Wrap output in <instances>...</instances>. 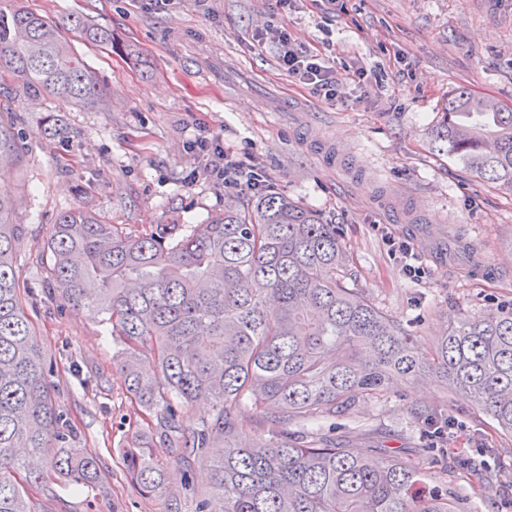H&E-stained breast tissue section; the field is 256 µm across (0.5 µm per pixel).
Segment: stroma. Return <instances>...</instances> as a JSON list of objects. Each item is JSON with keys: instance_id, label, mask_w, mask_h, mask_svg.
Listing matches in <instances>:
<instances>
[{"instance_id": "35a3bbf8", "label": "stroma", "mask_w": 512, "mask_h": 512, "mask_svg": "<svg viewBox=\"0 0 512 512\" xmlns=\"http://www.w3.org/2000/svg\"><path fill=\"white\" fill-rule=\"evenodd\" d=\"M21 0L68 26L73 15L112 31V48L73 47L111 93L88 107L47 95L31 104L19 86V161L0 187L19 202L16 272L24 310L51 365L54 400L74 427L73 447L99 457L93 488L51 483L29 492L36 512H165L127 478L121 451L154 442L153 420L127 393L120 343L100 315L47 291L48 241L58 215L78 207L137 232L200 224L246 195L207 170L197 139H217L263 186L290 196L343 233L350 287L422 341L463 316L512 302V191L448 157L436 130L449 97L466 88L512 109V0ZM329 59L337 98L295 86L278 66L270 27ZM372 78L359 80V70ZM63 134L41 132L46 113ZM408 241L423 278L406 277L386 236ZM460 425L447 471L432 480L469 484L470 462L492 471L473 485L487 512H512V434L476 413L462 393L423 380L360 399L336 421L339 445L370 442L405 459L426 447L411 411Z\"/></svg>"}]
</instances>
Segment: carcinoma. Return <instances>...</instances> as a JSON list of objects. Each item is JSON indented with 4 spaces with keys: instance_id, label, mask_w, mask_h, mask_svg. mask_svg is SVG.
<instances>
[{
    "instance_id": "cac0c4a2",
    "label": "carcinoma",
    "mask_w": 512,
    "mask_h": 512,
    "mask_svg": "<svg viewBox=\"0 0 512 512\" xmlns=\"http://www.w3.org/2000/svg\"><path fill=\"white\" fill-rule=\"evenodd\" d=\"M71 30L112 46V31L85 18ZM32 101L49 93L100 105L106 84L49 18L17 4L0 9V81ZM16 113L0 107V163L18 155ZM439 140L478 177L512 189V110L460 89L448 98ZM15 196L0 190V512H36L25 486L49 476L93 487L97 457L70 447L37 335L15 272ZM50 283L64 302L105 314L123 345L127 392L156 418L166 458L148 446L122 449L125 471L145 498L196 501V512H467L446 483L448 449H419L405 462L387 448L336 446L300 430L346 416L360 396L433 379L470 396L512 433V303L463 318L429 346L364 294L347 286L338 226L270 190L189 232L160 224L120 230L79 208L57 217L48 245ZM97 283L86 292L84 284ZM209 419L186 421L192 404ZM270 438L240 440L247 415ZM207 460L210 491L191 480ZM180 472L181 494L169 488Z\"/></svg>"
}]
</instances>
